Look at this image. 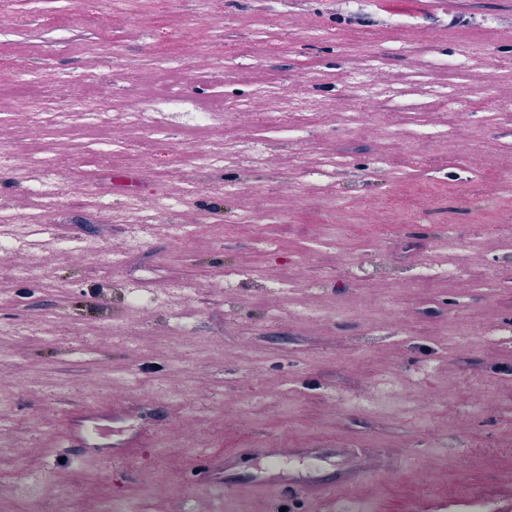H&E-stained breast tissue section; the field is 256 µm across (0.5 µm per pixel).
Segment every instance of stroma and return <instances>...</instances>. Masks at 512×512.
<instances>
[{
  "instance_id": "35a3bbf8",
  "label": "stroma",
  "mask_w": 512,
  "mask_h": 512,
  "mask_svg": "<svg viewBox=\"0 0 512 512\" xmlns=\"http://www.w3.org/2000/svg\"><path fill=\"white\" fill-rule=\"evenodd\" d=\"M21 18L0 26V140L35 159H59L84 188V208L55 233L125 240L121 203L133 188L141 207L172 189L183 150L222 149L224 169L211 179L199 210L204 233L181 242L155 225L137 262L144 288H186L196 308L181 346L169 337V305L141 312L140 336L117 343L110 324L66 325L56 339L22 336L0 348V402L11 424L0 428V512H24L21 473L39 470L40 512H101L111 499L143 512H274L271 494L243 486L215 499L195 466L200 450L252 452L253 465L276 455L300 480L331 481L334 499L283 501L286 512H338L369 498L372 512H470L480 495L495 512L512 503V339L485 337L512 324V266L502 264L512 230V0H222L196 25L197 0H112L100 24L64 25L91 14L96 0H0ZM98 72L73 88L46 86L43 71ZM379 87V120L349 123L365 111L351 73ZM108 97L95 120L75 117L46 127L16 118L31 99L64 105L73 92ZM175 94L226 113L231 135L209 128L172 129L153 142L128 129L98 151L123 123L129 98ZM305 116L303 141L274 162L241 169L235 138H267L257 113ZM334 168L335 191L293 197L278 189L293 162ZM246 174V190L223 185ZM106 197L112 210L98 212ZM248 213L253 223H238ZM346 235L331 242L334 225ZM446 250L435 251L437 239ZM472 283L415 280L422 267L470 263ZM53 279L69 284L73 312L111 308L117 275L94 262L82 268L46 256ZM228 267L246 271L234 299L213 296ZM293 281L289 305L307 301L348 315L347 324L285 316L268 322L278 297L272 283ZM59 297L14 280L0 260V322L30 323ZM380 319L383 332H368ZM473 327L465 348L450 347L458 324ZM92 356L76 354L77 346ZM128 373L145 383L125 382ZM390 373L412 380L428 421L418 432L399 409L340 412L326 393L368 388ZM481 383L484 411L466 418L449 382ZM139 403L143 441L105 462L93 453L65 460L55 438L70 412Z\"/></svg>"
}]
</instances>
